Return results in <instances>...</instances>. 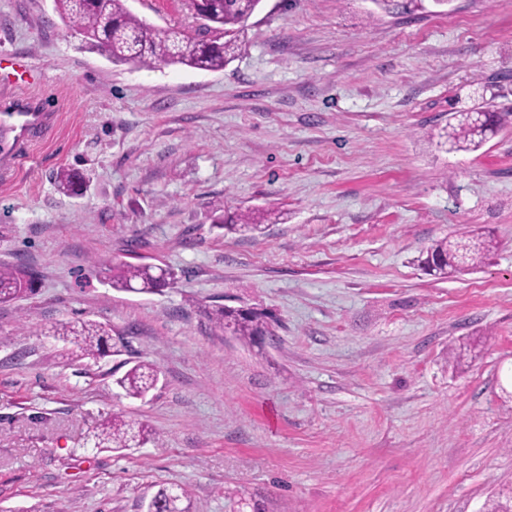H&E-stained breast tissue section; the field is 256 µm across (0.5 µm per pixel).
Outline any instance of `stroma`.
Here are the masks:
<instances>
[{
    "label": "stroma",
    "mask_w": 512,
    "mask_h": 512,
    "mask_svg": "<svg viewBox=\"0 0 512 512\" xmlns=\"http://www.w3.org/2000/svg\"><path fill=\"white\" fill-rule=\"evenodd\" d=\"M195 30L189 0H127ZM56 115L0 174V263L36 275L0 303V512H486L512 489V0H263L220 71L112 63L53 0H0V105ZM507 121L475 152L440 139L481 103ZM82 195L60 193L61 168ZM276 210L241 234L224 213ZM494 229L469 274L418 264ZM170 266L111 288L104 259ZM276 314L249 345L205 307ZM112 329L98 361L46 328ZM146 360L156 390L116 380ZM121 413L159 443L97 448ZM184 498L187 499L183 490L162 486L151 496L149 501L156 508V512H190V503L182 507Z\"/></svg>",
    "instance_id": "stroma-1"
}]
</instances>
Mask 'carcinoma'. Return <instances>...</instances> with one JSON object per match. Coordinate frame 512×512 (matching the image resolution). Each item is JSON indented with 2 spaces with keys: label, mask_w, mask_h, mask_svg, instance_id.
<instances>
[{
  "label": "carcinoma",
  "mask_w": 512,
  "mask_h": 512,
  "mask_svg": "<svg viewBox=\"0 0 512 512\" xmlns=\"http://www.w3.org/2000/svg\"><path fill=\"white\" fill-rule=\"evenodd\" d=\"M262 0H191L201 24L193 34L181 30H158L133 14L125 0H105L99 10L96 0H54L55 10L66 25L91 44L101 47L114 62L153 65L180 64L202 71H219L231 62L244 45V33L250 17ZM501 125L497 113L458 112L448 123V151H476L486 141L492 127ZM58 188L73 196L83 193L81 174L64 169L57 176ZM219 227L230 232L258 229L254 212L245 211L218 219ZM496 247L492 231L474 229L453 240L433 243L421 260L423 267L439 275L463 273L488 259ZM110 272L109 284L122 291L154 293L176 280L170 268L124 264L114 266L112 260L102 262ZM36 280L32 273L0 264V303L10 302L34 293ZM216 327L232 335L254 342L273 335L277 323L270 312L253 308L235 309L214 305L206 310ZM111 329L93 321L60 322L52 326L50 335L76 347V356L94 361L107 355ZM159 370L141 361L116 381L125 395L142 398L153 390ZM154 439L148 424L114 415L94 434L97 448H130ZM184 492L162 486L151 496L156 512H190L182 505Z\"/></svg>",
  "instance_id": "1"
}]
</instances>
